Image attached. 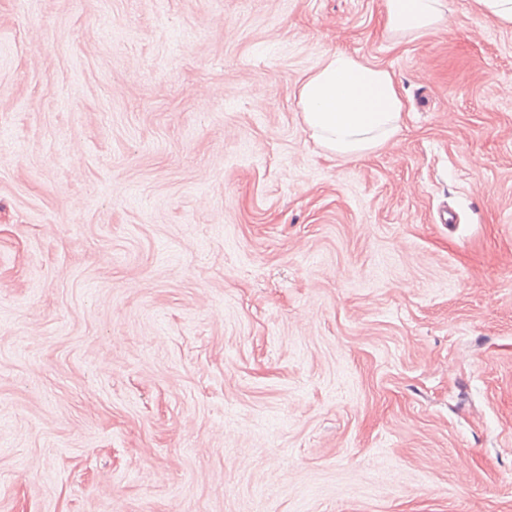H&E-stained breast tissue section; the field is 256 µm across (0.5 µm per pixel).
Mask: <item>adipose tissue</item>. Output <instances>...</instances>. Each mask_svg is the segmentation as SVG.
<instances>
[{
    "mask_svg": "<svg viewBox=\"0 0 512 512\" xmlns=\"http://www.w3.org/2000/svg\"><path fill=\"white\" fill-rule=\"evenodd\" d=\"M386 23L398 35H419L444 25L442 0H386ZM311 137L326 151L359 157L396 136L403 103L389 71L357 57L326 55L298 89Z\"/></svg>",
    "mask_w": 512,
    "mask_h": 512,
    "instance_id": "ef3b65f1",
    "label": "adipose tissue"
}]
</instances>
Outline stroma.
Here are the masks:
<instances>
[{"label":"stroma","mask_w":512,"mask_h":512,"mask_svg":"<svg viewBox=\"0 0 512 512\" xmlns=\"http://www.w3.org/2000/svg\"><path fill=\"white\" fill-rule=\"evenodd\" d=\"M445 5L0 0V512H512V25ZM386 23L398 35H420L444 25L448 16L441 0H386ZM297 97L311 137L340 157H360L400 130L403 103L393 76L345 52L326 55Z\"/></svg>","instance_id":"stroma-1"}]
</instances>
